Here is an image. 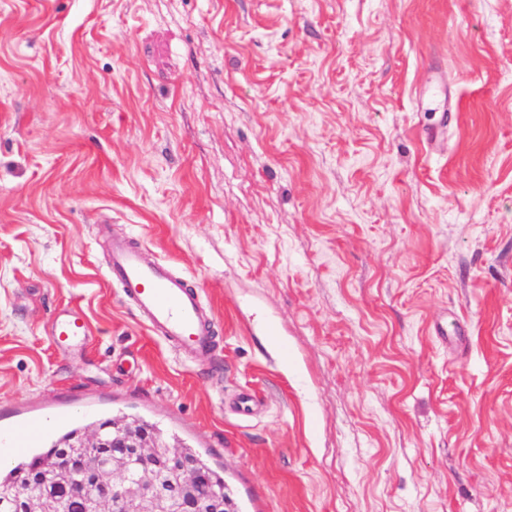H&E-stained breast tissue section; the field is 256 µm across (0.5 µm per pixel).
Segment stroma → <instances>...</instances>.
Masks as SVG:
<instances>
[{
    "label": "stroma",
    "instance_id": "35a3bbf8",
    "mask_svg": "<svg viewBox=\"0 0 512 512\" xmlns=\"http://www.w3.org/2000/svg\"><path fill=\"white\" fill-rule=\"evenodd\" d=\"M116 414L243 512H512V0H0V427ZM108 278L152 332L200 356L208 353L211 342L200 295L165 263H147L136 245L112 241ZM90 325L87 316L80 308H72L61 312L52 323L51 336L61 345L68 346L72 342L86 339Z\"/></svg>",
    "mask_w": 512,
    "mask_h": 512
}]
</instances>
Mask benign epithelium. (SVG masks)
I'll return each instance as SVG.
<instances>
[{
    "instance_id": "benign-epithelium-1",
    "label": "benign epithelium",
    "mask_w": 512,
    "mask_h": 512,
    "mask_svg": "<svg viewBox=\"0 0 512 512\" xmlns=\"http://www.w3.org/2000/svg\"><path fill=\"white\" fill-rule=\"evenodd\" d=\"M79 483L86 512H223L224 499L204 484L178 448L124 423L81 436L74 450L41 476L43 484ZM27 512H65V505L27 486L15 492Z\"/></svg>"
}]
</instances>
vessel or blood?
<instances>
[{"label":"vessel or blood","mask_w":512,"mask_h":512,"mask_svg":"<svg viewBox=\"0 0 512 512\" xmlns=\"http://www.w3.org/2000/svg\"><path fill=\"white\" fill-rule=\"evenodd\" d=\"M108 278L120 288L149 329L198 355L211 348L207 314L199 293L187 280L173 275L163 263H148L136 245L122 240L112 244ZM90 325L78 308L61 312L51 335L62 346L87 338Z\"/></svg>","instance_id":"obj_1"}]
</instances>
